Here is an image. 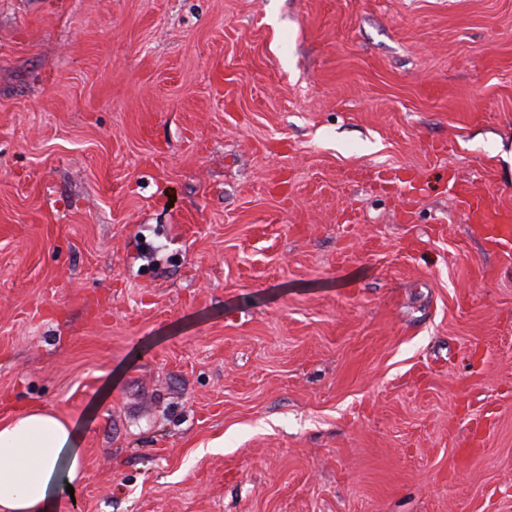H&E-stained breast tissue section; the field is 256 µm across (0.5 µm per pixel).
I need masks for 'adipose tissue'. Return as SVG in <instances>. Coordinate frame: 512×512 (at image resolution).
I'll list each match as a JSON object with an SVG mask.
<instances>
[{
	"instance_id": "obj_1",
	"label": "adipose tissue",
	"mask_w": 512,
	"mask_h": 512,
	"mask_svg": "<svg viewBox=\"0 0 512 512\" xmlns=\"http://www.w3.org/2000/svg\"><path fill=\"white\" fill-rule=\"evenodd\" d=\"M75 427L32 408L0 424V512H59L79 474Z\"/></svg>"
}]
</instances>
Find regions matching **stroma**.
Wrapping results in <instances>:
<instances>
[{"mask_svg": "<svg viewBox=\"0 0 512 512\" xmlns=\"http://www.w3.org/2000/svg\"><path fill=\"white\" fill-rule=\"evenodd\" d=\"M457 179L512 209V0H0V423L63 512H512ZM74 424L31 408L0 425V511L59 512L61 494L78 477ZM67 460L65 477L60 475ZM58 510V511H56Z\"/></svg>", "mask_w": 512, "mask_h": 512, "instance_id": "stroma-1", "label": "stroma"}]
</instances>
